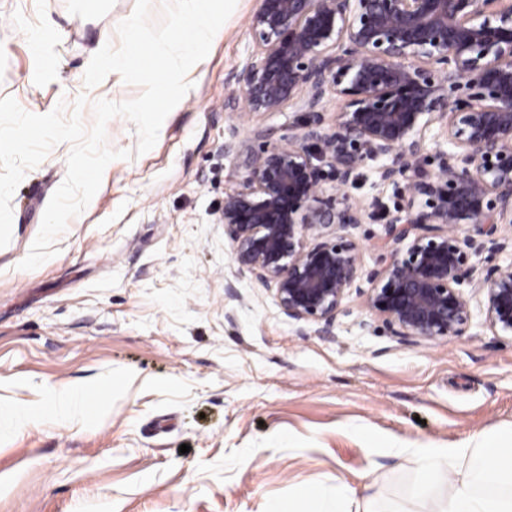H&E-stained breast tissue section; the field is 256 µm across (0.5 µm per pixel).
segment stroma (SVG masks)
Segmentation results:
<instances>
[{
	"instance_id": "obj_1",
	"label": "stroma",
	"mask_w": 512,
	"mask_h": 512,
	"mask_svg": "<svg viewBox=\"0 0 512 512\" xmlns=\"http://www.w3.org/2000/svg\"><path fill=\"white\" fill-rule=\"evenodd\" d=\"M261 0H238L224 36L191 70L193 87L155 146L135 155L136 127L116 117L95 202L73 218L56 254L20 270L64 181L69 144L27 171L0 248V512H275L303 488L369 482L379 512L408 506L420 479L414 449L480 441L512 429V339L488 330L479 303L466 335L425 346L369 327L351 298L335 335L301 328L272 290L238 274L219 224L236 163L230 131L249 139L263 118L225 110L232 71L253 51ZM135 0H0V98L43 115L59 101L122 102L140 87L114 76L86 88L84 62L118 44L114 18ZM44 36L52 50L33 53ZM376 163L345 189L367 215L352 229L365 268L377 265L384 214L398 190ZM234 282L238 298L224 292ZM76 388L102 411L23 423ZM189 452H181V445Z\"/></svg>"
}]
</instances>
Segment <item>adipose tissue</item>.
I'll use <instances>...</instances> for the list:
<instances>
[{
    "label": "adipose tissue",
    "mask_w": 512,
    "mask_h": 512,
    "mask_svg": "<svg viewBox=\"0 0 512 512\" xmlns=\"http://www.w3.org/2000/svg\"><path fill=\"white\" fill-rule=\"evenodd\" d=\"M414 456L424 481L414 485V500L430 504V512H512V431L448 447L418 448ZM353 496L345 486L335 503L304 488L275 512H344Z\"/></svg>",
    "instance_id": "adipose-tissue-1"
}]
</instances>
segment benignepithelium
Instances as JSON below:
<instances>
[{
    "label": "benign epithelium",
    "mask_w": 512,
    "mask_h": 512,
    "mask_svg": "<svg viewBox=\"0 0 512 512\" xmlns=\"http://www.w3.org/2000/svg\"><path fill=\"white\" fill-rule=\"evenodd\" d=\"M249 33L225 107L271 116L298 104L309 118L279 137L256 129L257 148L233 132L224 141L242 170L219 216L238 272L321 336L354 295L415 346L465 335L472 297L512 337V262L477 261L507 249L498 232L512 227V0H262ZM331 93L342 107L327 127ZM433 127L452 150L428 173L417 162ZM368 161L402 191L366 271L349 233L365 209L343 189Z\"/></svg>",
    "instance_id": "obj_1"
}]
</instances>
